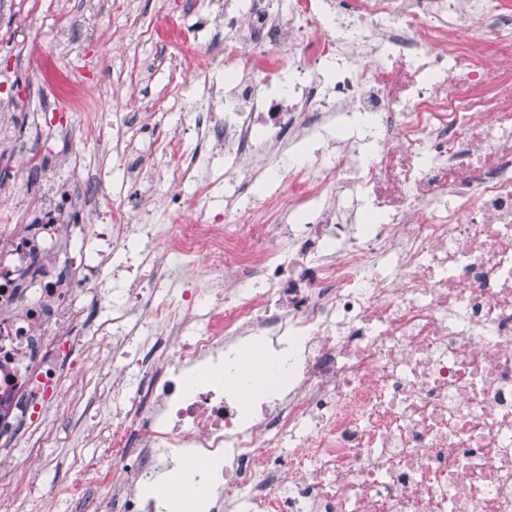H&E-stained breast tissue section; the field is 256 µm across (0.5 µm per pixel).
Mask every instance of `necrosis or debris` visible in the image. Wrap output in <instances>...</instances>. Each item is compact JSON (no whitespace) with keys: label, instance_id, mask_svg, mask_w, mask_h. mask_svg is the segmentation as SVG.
<instances>
[{"label":"necrosis or debris","instance_id":"obj_1","mask_svg":"<svg viewBox=\"0 0 512 512\" xmlns=\"http://www.w3.org/2000/svg\"><path fill=\"white\" fill-rule=\"evenodd\" d=\"M191 14L180 52L206 95L188 120L211 155L177 137L131 155L134 122L102 139L129 182L170 173L164 194L49 164L86 90L27 113L22 145L24 103L0 100V149L47 183L21 210L0 183V506L25 490L17 428L40 447L61 405L59 360L107 336L112 413L74 512H162L142 489L176 458L210 512H512V0ZM248 345L280 387L249 408Z\"/></svg>","mask_w":512,"mask_h":512}]
</instances>
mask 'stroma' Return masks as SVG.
Listing matches in <instances>:
<instances>
[{
	"label": "stroma",
	"instance_id": "obj_1",
	"mask_svg": "<svg viewBox=\"0 0 512 512\" xmlns=\"http://www.w3.org/2000/svg\"><path fill=\"white\" fill-rule=\"evenodd\" d=\"M181 11L180 0H39L34 11L0 10V86L6 94L23 97L29 112L50 113L60 106L54 90H40L37 84L47 50L36 39V30L62 20L74 29L73 36L64 37L58 52L64 62L83 72L92 98L85 101L84 118L71 138L57 141L54 163L82 151L86 161L102 168L109 190L120 191L122 175L112 155L99 151L94 133L101 117L112 116L113 98H121L129 111L139 113L167 92L180 94L187 106L199 99L200 87L182 86L192 77L186 64L170 46L146 35L161 15L174 18ZM88 425L80 415L63 411L43 447L22 446L13 451L20 459L46 460V467L36 470L33 479L40 494L55 501L56 512H68L59 493L75 479L78 456L92 452L81 440Z\"/></svg>",
	"mask_w": 512,
	"mask_h": 512
}]
</instances>
